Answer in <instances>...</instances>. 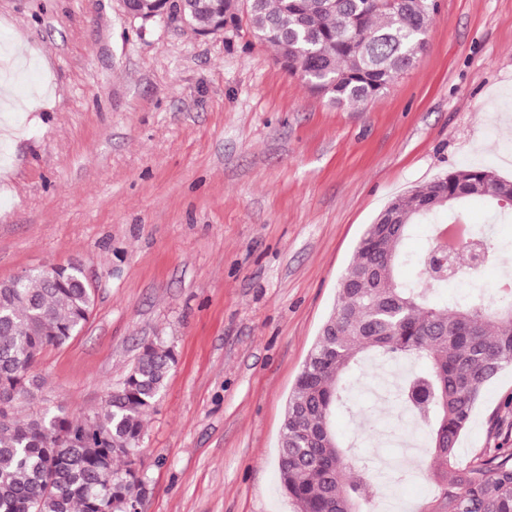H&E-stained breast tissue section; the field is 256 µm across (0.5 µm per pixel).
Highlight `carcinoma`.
<instances>
[{"label":"carcinoma","mask_w":512,"mask_h":512,"mask_svg":"<svg viewBox=\"0 0 512 512\" xmlns=\"http://www.w3.org/2000/svg\"><path fill=\"white\" fill-rule=\"evenodd\" d=\"M189 18L201 35L237 30L247 20L291 75L336 106H355L409 71L426 46L436 0H192ZM512 181L484 168H459L394 197L396 224H369L338 284L324 322L289 397L279 445V475L297 512H355L373 487L371 469L334 419L351 411L349 393L366 362H410L401 401L428 436L430 477L438 493L424 512H512V450L496 448L455 464L457 441L483 387L512 366V298L478 284L460 302L441 299L448 273L428 271L432 249L406 255L402 241L418 224L444 214L465 223L481 199L512 216ZM488 264L512 259L478 229L460 253ZM411 267L405 279L400 268ZM73 266L52 278L34 270L0 286V512H125L146 493L140 441L175 363L162 342L142 347L122 384L92 415L59 407L29 418L14 413L41 383L42 352L65 344L88 321L92 290Z\"/></svg>","instance_id":"1"}]
</instances>
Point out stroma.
Masks as SVG:
<instances>
[{
  "label": "stroma",
  "instance_id": "stroma-1",
  "mask_svg": "<svg viewBox=\"0 0 512 512\" xmlns=\"http://www.w3.org/2000/svg\"><path fill=\"white\" fill-rule=\"evenodd\" d=\"M22 48L19 133H0V280L82 264L85 327L47 348L19 416L93 414L143 344L176 357L147 416L141 512H294L278 474L288 397L367 226L446 172L512 177V0H439L427 46L363 104L337 107L249 29L198 35L121 0H0V46ZM357 383L336 432L362 462L411 426ZM512 448V367L485 387L457 449ZM425 477L375 479L416 512Z\"/></svg>",
  "mask_w": 512,
  "mask_h": 512
}]
</instances>
